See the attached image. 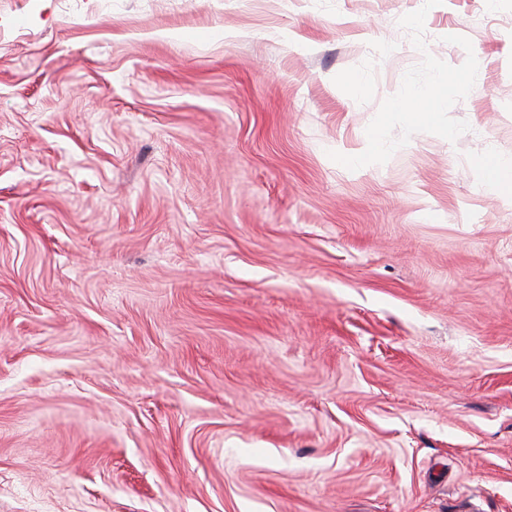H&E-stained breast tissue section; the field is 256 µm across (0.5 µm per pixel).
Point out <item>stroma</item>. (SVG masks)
<instances>
[{
	"label": "stroma",
	"instance_id": "stroma-1",
	"mask_svg": "<svg viewBox=\"0 0 512 512\" xmlns=\"http://www.w3.org/2000/svg\"><path fill=\"white\" fill-rule=\"evenodd\" d=\"M491 150L512 0H0V512H512ZM411 99L422 105V112H407L409 124L412 127L429 125L434 122L437 112H432L435 101L428 97L423 90H417L411 93ZM391 145L388 143L380 128H375L367 139V145L363 152L350 156L346 162L352 167L363 166L369 158L376 157L381 152L388 150Z\"/></svg>",
	"mask_w": 512,
	"mask_h": 512
}]
</instances>
